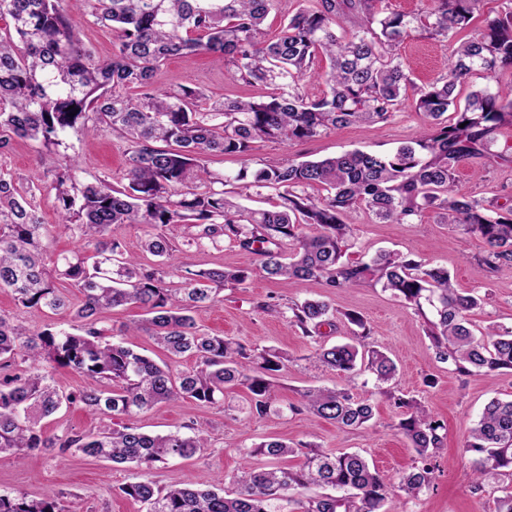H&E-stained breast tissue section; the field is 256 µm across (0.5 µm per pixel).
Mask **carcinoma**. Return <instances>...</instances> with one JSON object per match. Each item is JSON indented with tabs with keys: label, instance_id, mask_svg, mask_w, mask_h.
Segmentation results:
<instances>
[{
	"label": "carcinoma",
	"instance_id": "carcinoma-1",
	"mask_svg": "<svg viewBox=\"0 0 512 512\" xmlns=\"http://www.w3.org/2000/svg\"><path fill=\"white\" fill-rule=\"evenodd\" d=\"M78 2L91 8L96 23L112 30V58L95 61L81 47L62 0H0V17L11 22L0 32V149L15 137L50 152L71 130L113 134L127 143V184L114 188L104 178L81 182L70 162L25 178L0 175V291L25 308L68 310L74 322L69 330L47 324L31 331L0 315V369L25 363L0 380V453L74 450L142 471L171 457H189L207 447L208 439L196 432L150 435L125 423L126 417L186 398L221 404L224 391L238 385L251 393L250 417L268 415L273 376L286 357L200 334L191 315L214 304L224 287L245 283L249 272L180 271L166 235L171 224L199 227L192 238L198 246L215 245L222 237L236 243L260 257V269L270 279L319 280L332 292L379 285L419 313L425 301L433 309L427 335L439 359L468 375L512 370V326L491 323L478 335L469 327L470 313L482 306L479 295L455 288L447 269L403 254L346 258L352 229L342 220L360 206L381 223L399 224L435 209L452 230L483 240L479 264L484 270L512 264V212L503 216L454 185L459 161L486 165L502 158L491 147L496 129L512 125V87L473 91L462 108L456 106L455 91L477 72L489 78L499 68H512L511 6L486 19L478 36L458 43L447 76L418 88L396 57L397 46L413 29L434 39L461 33L483 0H435L429 12L416 15L390 11L385 0H301L272 38L265 37L264 24L276 0ZM338 28L349 32L339 36ZM201 53L224 56L238 80L272 86L275 92L213 101L197 86L154 85L168 59ZM320 57L329 61L324 71L315 69ZM311 76L327 86L323 96L304 92L303 82ZM409 89L428 127L392 154L354 150L323 160L250 165L256 140L303 141L350 124L386 122ZM451 106L456 121L450 124ZM216 153L242 159L234 177L205 166L204 157ZM231 182L242 193L273 191L278 203L271 209L246 208L225 191ZM315 186L326 195L308 193ZM47 187L55 191L60 223L83 247L50 250V229L29 202ZM122 224L148 228L143 250L163 258L162 266L147 268L123 252L116 237ZM171 276L181 279V287L168 284ZM61 281L80 294L78 306L60 291ZM126 305L141 308L145 318L124 335L144 334L171 357H194L195 365L174 372L128 343L111 340L99 314ZM287 309L310 338L335 318L324 300ZM345 318L356 326L349 341L319 345V361L349 379L364 367L382 382L391 380L396 365L371 346L364 320L352 313ZM56 367L72 369L87 385L61 393L52 376ZM64 402L121 425L45 436L41 421ZM395 405L403 410L398 427L417 455L400 484L415 496L431 483L432 461L443 444L441 425L412 399L399 397ZM289 409L345 429L360 428L373 416L372 405L347 389H310ZM467 447L485 454L478 476L512 473V400L493 399L485 406ZM301 448L305 460L295 469L240 471L233 498L224 496L221 478L204 489L174 480L162 490L140 474L121 492L144 504L146 512H380L388 480L360 454ZM294 453L278 440L250 450L272 459ZM323 488L336 494L308 495ZM0 512L69 510L55 497L0 492Z\"/></svg>",
	"mask_w": 512,
	"mask_h": 512
}]
</instances>
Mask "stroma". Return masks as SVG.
Listing matches in <instances>:
<instances>
[{
  "label": "stroma",
  "mask_w": 512,
  "mask_h": 512,
  "mask_svg": "<svg viewBox=\"0 0 512 512\" xmlns=\"http://www.w3.org/2000/svg\"><path fill=\"white\" fill-rule=\"evenodd\" d=\"M71 16L85 49L98 60L111 57V30L96 24L88 9L72 11ZM454 47V41L443 42L414 31L399 45L397 54L413 82L424 86L447 74ZM155 83L162 88L197 85L215 99L253 93L252 87L231 78L223 57L217 54L168 60L157 72ZM426 124L424 114L407 100L388 122L343 127L306 141L259 142L252 157L302 161L352 150L389 154ZM125 149L124 142L111 134L72 132L58 153L74 159L81 181L103 177L119 187L126 182ZM493 149L506 155V162L483 166L460 161L455 167V184L460 191L493 203L504 214L512 208V126L498 129ZM343 220L352 227L348 257H370L389 250L446 268L458 289L477 292L485 299L484 307L470 316L474 327L491 322L512 326V265L484 274L477 264L484 250L479 238L451 232L432 210L425 211L417 224H381L362 208L348 212ZM195 232L190 224L167 228L168 237L182 246L176 256L181 269L224 267L250 272L246 284L224 289L219 302L195 312L200 332L276 350L287 361L275 376L273 410L266 418L249 417L250 393L243 386L230 390L221 406L186 399L161 403L134 416V423L149 433L193 428L210 439L208 447L194 457L173 458L148 470L147 477L156 487H167L175 479L197 487L221 477L225 493H233L231 478L242 468L292 467L301 462L298 454L274 461L248 453L260 442L280 440L291 446L310 443L325 453L360 452L391 483L381 512H498L500 500L512 494V476L503 474L476 484L474 469L480 455L467 448L466 440L491 398L512 399V371L489 376L459 374L437 359L424 319L404 299L377 286L332 292L315 280H271L260 271L254 254L228 240L215 246L185 247V239ZM306 299L328 301L336 311L337 328L323 338L327 345L349 339L351 326L346 314L361 316L371 330L372 344L396 364L393 379L380 383L365 372L349 381L325 370L315 359L314 341L305 337L289 316H274L266 310L270 304L284 307ZM314 386L349 389L372 404V419L352 430L286 411V403L299 400L305 389ZM401 396L416 400L442 425L443 446L436 451L431 483L414 497L398 486L401 475L416 461L415 452L397 428L401 411L394 400ZM108 424V419L75 405L62 407L42 421L44 431L52 437L72 431L96 432ZM131 479L127 465L78 452L64 455L56 448H39L21 459L0 453V492H21L32 498L54 493L70 512H145L143 504L121 491Z\"/></svg>",
  "instance_id": "1"
}]
</instances>
